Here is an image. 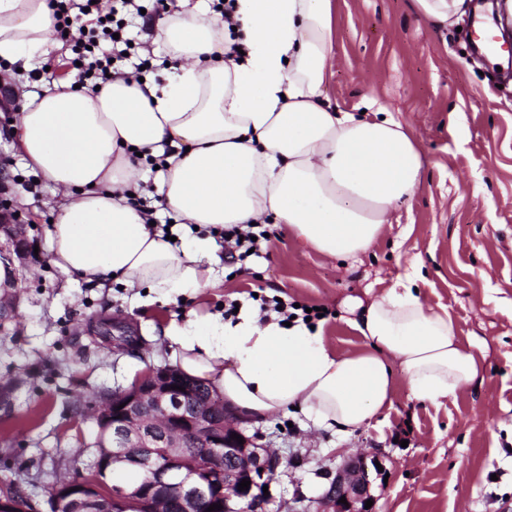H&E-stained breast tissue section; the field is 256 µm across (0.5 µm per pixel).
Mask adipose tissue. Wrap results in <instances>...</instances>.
I'll use <instances>...</instances> for the list:
<instances>
[{
  "mask_svg": "<svg viewBox=\"0 0 512 512\" xmlns=\"http://www.w3.org/2000/svg\"><path fill=\"white\" fill-rule=\"evenodd\" d=\"M333 0H233L226 39L207 0H175L152 24L169 64L144 81L99 88L67 77L27 93L13 135L26 166L60 190L51 263L66 278L117 282L169 299L220 287L213 237L167 240L129 195L145 157L163 158L156 207L181 224L272 221L313 250L365 253L394 207L420 185L423 156L390 118L327 104ZM243 48L229 54L231 44ZM47 0H0V58L30 71L58 49ZM363 350L339 355L322 332L253 309L237 322L188 313L163 334L182 373L251 420L298 407L314 425L352 433L392 404L396 373L415 398L442 404L481 375V347H462L447 308L412 285L353 301Z\"/></svg>",
  "mask_w": 512,
  "mask_h": 512,
  "instance_id": "1",
  "label": "adipose tissue"
}]
</instances>
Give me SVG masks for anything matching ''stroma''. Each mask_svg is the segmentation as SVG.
<instances>
[{
	"label": "stroma",
	"instance_id": "35a3bbf8",
	"mask_svg": "<svg viewBox=\"0 0 512 512\" xmlns=\"http://www.w3.org/2000/svg\"><path fill=\"white\" fill-rule=\"evenodd\" d=\"M478 15L477 0H467L463 15L437 26L413 0H335L327 101L388 113L410 131L426 160L420 185L357 258L317 253L272 224L268 258L246 260L221 287L180 302L145 305L133 289L70 280L50 264L61 195L35 180L10 137L24 92L43 83L0 65V200L32 249L0 294V385L11 388L0 403V477L16 480L39 512H49L57 480L91 477L94 407L148 366L176 365L177 347L163 335L170 320L276 295L326 308L327 346L353 353L363 340L344 300L370 301L418 266L424 300L447 307L463 346L483 348L481 378L437 406L413 397L396 373L391 407L354 433L317 428L293 409L247 423L280 459L269 492L286 512L324 493L343 456L377 451L387 478L373 489L376 512H512V75L472 55ZM114 320L136 326L142 345L115 353Z\"/></svg>",
	"mask_w": 512,
	"mask_h": 512
}]
</instances>
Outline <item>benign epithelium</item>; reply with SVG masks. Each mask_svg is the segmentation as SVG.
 I'll use <instances>...</instances> for the list:
<instances>
[{"instance_id":"7a95c632","label":"benign epithelium","mask_w":512,"mask_h":512,"mask_svg":"<svg viewBox=\"0 0 512 512\" xmlns=\"http://www.w3.org/2000/svg\"><path fill=\"white\" fill-rule=\"evenodd\" d=\"M113 349L124 351L137 340L136 330L115 325ZM179 389L174 390L172 386ZM101 432L99 470L117 472L136 469L144 474L137 484H108L97 475L75 478L53 490L55 512H96L112 506V512H203V505L218 504L214 512H268L271 498L263 487L275 475L280 460L246 433L220 399L197 400L179 373L171 368L152 369L130 387L112 392L111 404H103L97 417ZM236 434L240 443L231 438ZM197 437L212 449L207 466L186 451V440ZM380 456H348L336 466L330 488L308 501L303 512H376L365 501H376L371 493L381 478L375 461ZM230 462L232 479H214L212 470ZM249 479V489L238 485ZM346 499L347 504L340 503Z\"/></svg>"}]
</instances>
